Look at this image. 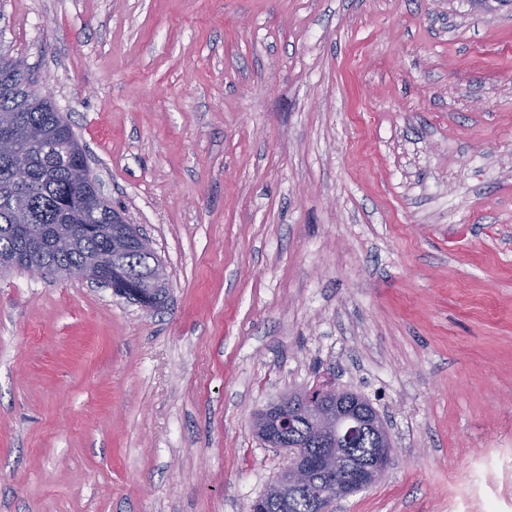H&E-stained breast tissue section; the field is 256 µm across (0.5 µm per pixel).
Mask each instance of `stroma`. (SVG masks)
I'll return each mask as SVG.
<instances>
[{"label": "stroma", "instance_id": "obj_1", "mask_svg": "<svg viewBox=\"0 0 512 512\" xmlns=\"http://www.w3.org/2000/svg\"><path fill=\"white\" fill-rule=\"evenodd\" d=\"M156 311L0 273V512H248L326 378L394 451L333 512H512V0H0Z\"/></svg>", "mask_w": 512, "mask_h": 512}]
</instances>
